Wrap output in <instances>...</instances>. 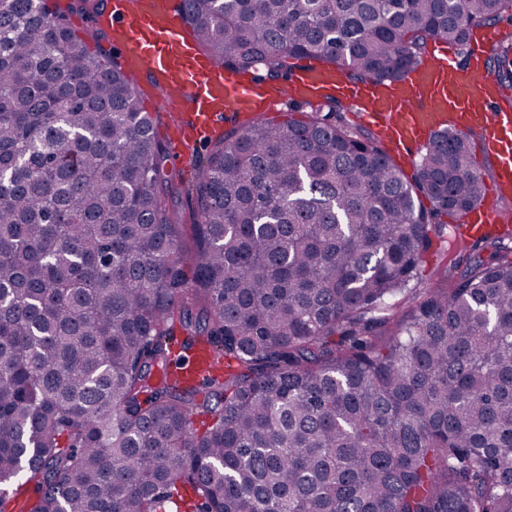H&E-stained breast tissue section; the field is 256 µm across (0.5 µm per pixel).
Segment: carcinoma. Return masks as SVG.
I'll use <instances>...</instances> for the list:
<instances>
[{"label": "carcinoma", "mask_w": 512, "mask_h": 512, "mask_svg": "<svg viewBox=\"0 0 512 512\" xmlns=\"http://www.w3.org/2000/svg\"><path fill=\"white\" fill-rule=\"evenodd\" d=\"M0 0V512H512V247L410 300L485 193L448 130L407 176L326 114L249 119L197 165L195 249L155 120L68 14ZM230 69L387 85L512 0H181ZM512 86V39L493 63ZM224 366L193 381L171 342ZM210 420L204 431L195 418Z\"/></svg>", "instance_id": "cac0c4a2"}]
</instances>
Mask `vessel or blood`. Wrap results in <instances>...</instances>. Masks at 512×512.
Returning a JSON list of instances; mask_svg holds the SVG:
<instances>
[{
  "instance_id": "1",
  "label": "vessel or blood",
  "mask_w": 512,
  "mask_h": 512,
  "mask_svg": "<svg viewBox=\"0 0 512 512\" xmlns=\"http://www.w3.org/2000/svg\"><path fill=\"white\" fill-rule=\"evenodd\" d=\"M135 94L164 88L166 108L177 115L174 155L193 157L205 137L220 131L225 114L267 112L284 101L344 102L376 128L401 157L444 126L473 137L497 163L493 182L456 225L458 237L512 238V215L499 206L512 198V104L502 96L489 63L500 50L498 32L472 30L464 63L447 43L433 46L430 61L388 86L357 83L311 62L283 83L223 67L199 50L173 0H106L99 17Z\"/></svg>"
}]
</instances>
